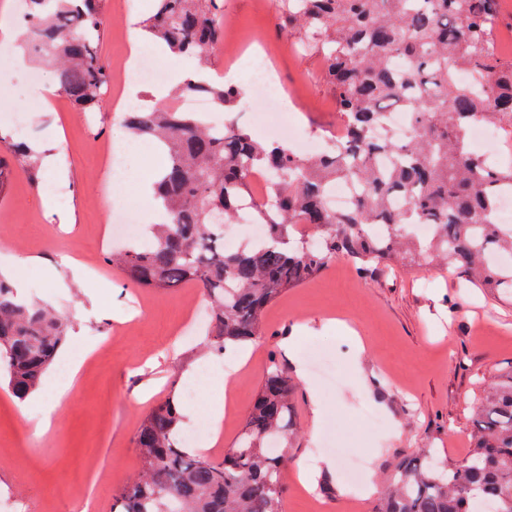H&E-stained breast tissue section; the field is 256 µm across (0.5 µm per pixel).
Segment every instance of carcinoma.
I'll return each mask as SVG.
<instances>
[{
    "mask_svg": "<svg viewBox=\"0 0 512 512\" xmlns=\"http://www.w3.org/2000/svg\"><path fill=\"white\" fill-rule=\"evenodd\" d=\"M284 26L299 27L327 62L346 127L340 146L304 160L263 142L229 119L213 132L202 112L139 108L124 114L139 138L157 143L166 165L151 184L163 220L147 225L142 245L109 251L140 288L195 284L210 303L207 347L219 354L255 340L267 308L288 289L319 275L343 253L362 265L417 256L465 271L482 288L512 292V225L495 220L499 195L512 191V163L471 153L475 120L512 133V62L488 51L499 0H284ZM102 0H28L25 47L53 63L67 99L86 110L104 98L109 74L98 49ZM144 28L175 56L207 61L224 35V0H155ZM469 71L466 84L456 81ZM203 94L227 106L234 85L189 78L178 95ZM402 109L414 136L387 123ZM28 174L40 157L11 143ZM273 175L254 206L266 241L224 249V225L250 201V176ZM347 181L357 198L337 210L329 185ZM404 201L390 208V198ZM305 224L316 240H293ZM407 224H431L410 244ZM66 336L50 308L23 302L0 279V373L16 396L34 392ZM477 429L465 458L449 467L427 453L404 462L374 512H512V368L499 372L472 405ZM293 385L274 362L238 446L215 460L180 443L175 399L156 405L135 437L139 472L122 489V512H283Z\"/></svg>",
    "mask_w": 512,
    "mask_h": 512,
    "instance_id": "carcinoma-1",
    "label": "carcinoma"
}]
</instances>
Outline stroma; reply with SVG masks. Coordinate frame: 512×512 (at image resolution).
Listing matches in <instances>:
<instances>
[{
	"label": "stroma",
	"mask_w": 512,
	"mask_h": 512,
	"mask_svg": "<svg viewBox=\"0 0 512 512\" xmlns=\"http://www.w3.org/2000/svg\"><path fill=\"white\" fill-rule=\"evenodd\" d=\"M282 4L224 0L229 26L250 51L269 50L288 94L286 118L317 146L339 122L336 94L324 76L322 55L305 49L300 29L283 26ZM102 9L99 52L114 69L127 56L132 23L147 18V4L139 0L135 10L122 14L115 0H104ZM17 64L32 67L36 61L0 39L6 70L0 97L18 106L0 115V132H12L16 113H23L30 140L62 158L67 196L57 205L74 221L62 226L46 216L41 193L50 183L47 171L29 177L0 143V160L14 169L0 195V264L22 297L63 316L64 351L77 358L87 346L98 352L43 438H31L13 394L0 385V512H80L72 489L94 458L103 477L94 487L96 512H112L117 491L139 470L134 437L145 415L165 398H183L187 379L202 369L224 377L235 354L211 352L203 328L190 321V301H206L199 288H139L107 260L104 231L112 208L100 159L120 136L121 113L107 105L80 112L61 93L42 108L15 90L8 72ZM227 65L217 53L207 71L237 85L250 103L239 123L268 138L259 120L262 99L246 73H228ZM31 256L55 267L69 288H54L41 268L22 266ZM65 256L95 262L93 276L71 282V270L61 262ZM312 347L341 368L335 391L312 373L305 359ZM248 351L223 448L237 445L268 363L278 359L292 380L295 415L283 512H372L401 462L424 450L448 464L467 454L474 430L471 401L493 374L512 368V299L471 287L455 269L397 264L365 272L339 255L313 281L288 289L267 309L262 334ZM311 386L316 396H309ZM357 454L371 466L362 490L347 481L343 468ZM302 470L311 474L312 488L299 483Z\"/></svg>",
	"instance_id": "stroma-1"
}]
</instances>
